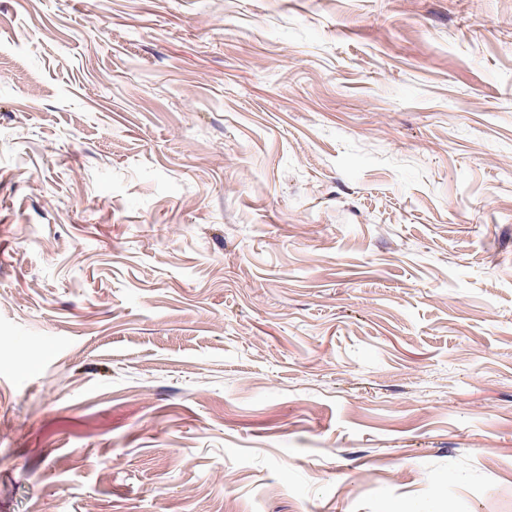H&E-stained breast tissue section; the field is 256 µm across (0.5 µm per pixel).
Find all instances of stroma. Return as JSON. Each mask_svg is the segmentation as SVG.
Masks as SVG:
<instances>
[{
  "label": "stroma",
  "instance_id": "stroma-1",
  "mask_svg": "<svg viewBox=\"0 0 512 512\" xmlns=\"http://www.w3.org/2000/svg\"><path fill=\"white\" fill-rule=\"evenodd\" d=\"M445 505L512 512V0H0V512Z\"/></svg>",
  "mask_w": 512,
  "mask_h": 512
}]
</instances>
